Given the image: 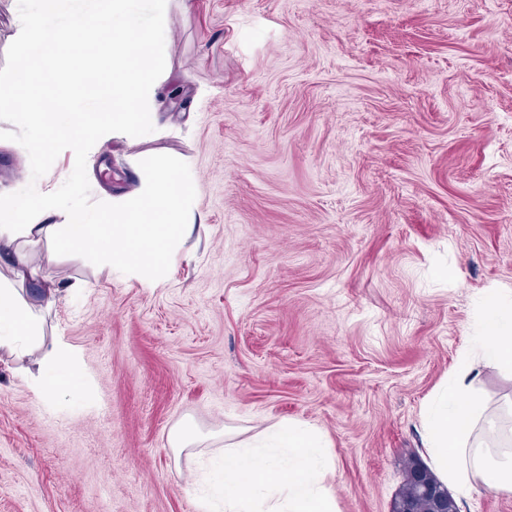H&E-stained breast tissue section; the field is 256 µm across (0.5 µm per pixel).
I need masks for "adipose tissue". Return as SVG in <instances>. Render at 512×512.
<instances>
[{"mask_svg": "<svg viewBox=\"0 0 512 512\" xmlns=\"http://www.w3.org/2000/svg\"><path fill=\"white\" fill-rule=\"evenodd\" d=\"M188 162H171L139 172V187L113 200L98 213L79 207L65 211L63 223H52V210L16 195L0 213V254L11 262L10 278H0V350L37 346L40 312L50 307L62 288L43 287L38 301L24 295L34 281L24 244L46 243L49 255L78 252L92 264L111 265L124 278L145 288H160L178 249L190 238L186 206L195 192ZM481 337L473 355L484 365L512 370V291L490 286L481 309ZM77 353L57 338L39 360L38 397L57 390H76L82 377L75 367ZM471 389L468 372H461L423 413L427 449L443 482L470 496L477 485L512 493V451L490 459L469 440L479 420H491L487 406H462L460 395ZM329 467L321 432L301 421L265 428L247 443L228 444L213 471V486L224 493V512H335V494L323 475Z\"/></svg>", "mask_w": 512, "mask_h": 512, "instance_id": "obj_1", "label": "adipose tissue"}]
</instances>
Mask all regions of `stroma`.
<instances>
[{
    "label": "stroma",
    "instance_id": "35a3bbf8",
    "mask_svg": "<svg viewBox=\"0 0 512 512\" xmlns=\"http://www.w3.org/2000/svg\"><path fill=\"white\" fill-rule=\"evenodd\" d=\"M165 61L156 131L87 176L107 202L187 159L192 235L161 288L28 247L74 286L41 348L85 384L41 400L0 351V512H197L201 466L283 420L322 432L335 512H392L479 300L512 289V0H168ZM73 168L32 179L0 140V194ZM471 395L512 428L511 371Z\"/></svg>",
    "mask_w": 512,
    "mask_h": 512
}]
</instances>
